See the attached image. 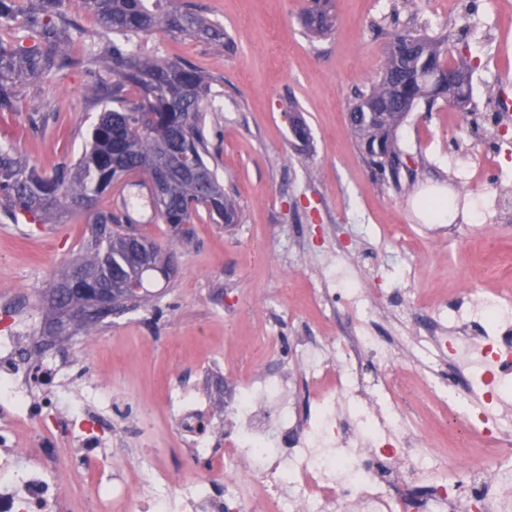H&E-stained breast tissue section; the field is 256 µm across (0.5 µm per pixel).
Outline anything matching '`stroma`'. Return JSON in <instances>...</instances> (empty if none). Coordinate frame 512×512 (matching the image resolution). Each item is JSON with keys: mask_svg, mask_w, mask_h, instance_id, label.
Masks as SVG:
<instances>
[{"mask_svg": "<svg viewBox=\"0 0 512 512\" xmlns=\"http://www.w3.org/2000/svg\"><path fill=\"white\" fill-rule=\"evenodd\" d=\"M188 2L223 27L230 49L163 33L142 38L141 47L211 78L202 104L209 163L241 221L227 227L203 215L175 230L149 206L140 178L122 183L136 200L133 223L173 252L177 273L154 279L146 304L113 315L92 336L57 338L62 374L38 393L48 399L64 384L106 386L114 405L107 423L133 432L124 452L107 456L122 478L142 443L171 463L186 435L161 398L163 379L206 392L198 422L208 434L251 369L242 361L229 375L224 363L253 336L274 332L291 356L301 339L359 329L342 307L322 320L311 300L319 278L333 273L373 294L367 325L401 344L397 364L408 370L416 363L403 340L415 331L414 314L434 316L441 293L479 288L512 298V62L498 59L499 47L512 45V0H335L336 23L322 39L301 26L304 0ZM65 12L78 27L73 49L110 46L111 34L78 0ZM397 28L451 35L473 67V98L462 113L441 100L408 112L397 129L404 165L395 184L366 167L348 113L378 76ZM87 81L78 67L27 84L22 110L0 114V145L47 172L76 160L103 110L86 97ZM292 111L311 129L308 146L291 136ZM438 188L448 192L444 224L431 223L421 206ZM109 208L103 198L52 224L0 212V323L32 313L46 320L56 271L90 237L96 212Z\"/></svg>", "mask_w": 512, "mask_h": 512, "instance_id": "1", "label": "stroma"}]
</instances>
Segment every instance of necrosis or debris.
Returning a JSON list of instances; mask_svg holds the SVG:
<instances>
[{
    "label": "necrosis or debris",
    "instance_id": "1",
    "mask_svg": "<svg viewBox=\"0 0 512 512\" xmlns=\"http://www.w3.org/2000/svg\"><path fill=\"white\" fill-rule=\"evenodd\" d=\"M438 324L417 331L436 356L453 353L477 368L478 404L462 402L455 380L435 385L438 401L462 420L463 432L497 443L496 455L472 463L431 448L423 430L406 422L417 399L407 373L395 364L393 346L361 330L302 344L296 368L278 361L276 337L249 345L260 369L240 382L232 419L224 427V453L217 471L223 493L194 472L195 451L213 448L211 436H191L181 476L170 474L153 449L138 451L139 465L154 476L150 490L119 483L104 512H512V415L496 412L512 384V311L498 295L458 291L440 309ZM41 344L28 330L0 326V349L14 350L0 362V410L12 421L30 420L27 396L48 370L32 352ZM319 378L313 414L292 408L296 372ZM90 396L67 399L73 430L81 431L74 458L96 472L89 454L102 438L88 428ZM64 462L35 430L25 448L0 433V512H74L62 490Z\"/></svg>",
    "mask_w": 512,
    "mask_h": 512
}]
</instances>
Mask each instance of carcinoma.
<instances>
[{
	"label": "carcinoma",
	"instance_id": "carcinoma-1",
	"mask_svg": "<svg viewBox=\"0 0 512 512\" xmlns=\"http://www.w3.org/2000/svg\"><path fill=\"white\" fill-rule=\"evenodd\" d=\"M20 2L0 0V113L20 111L26 84L98 61L91 48L82 57L70 51L75 26L64 12L66 0H29L23 10ZM81 5L98 28L115 36L107 48L112 84L91 83L86 95L93 100L110 97L114 107H104L81 156L49 173L0 147V206L14 217L24 214L38 223L52 224L58 214L80 212L125 177L146 172L167 179V199L158 208L163 223L190 224L202 211L215 224L238 223L235 202L207 161L201 104L210 92V79L186 62L161 60L143 51L138 42L143 36L164 32L224 50L231 40L190 5L175 6L172 0H81ZM20 11L22 32L32 41L29 46L22 45L14 26ZM303 13L308 15L303 26L314 36H324L334 27L331 0H308ZM411 42L420 44V52L405 59L402 50ZM447 42L407 31L392 33L381 71L369 92L351 108L357 113L351 132L371 172H387L395 180L402 165L396 130L407 110L395 98L400 75L409 78L416 100L430 104L447 99L448 87L424 93L421 82L428 72L446 67L449 76L462 78L454 105L469 103L470 63L443 48ZM129 265L112 212L96 213L92 238L77 258L57 272L48 298L53 318L62 316V308L68 306L58 292L72 287L76 278L86 279L94 288H110L116 285L112 271L124 272ZM136 278L140 292L127 297L116 311L137 307L154 275L140 269ZM83 312L86 320L75 326L87 333L112 315L90 305L83 306Z\"/></svg>",
	"mask_w": 512,
	"mask_h": 512
}]
</instances>
